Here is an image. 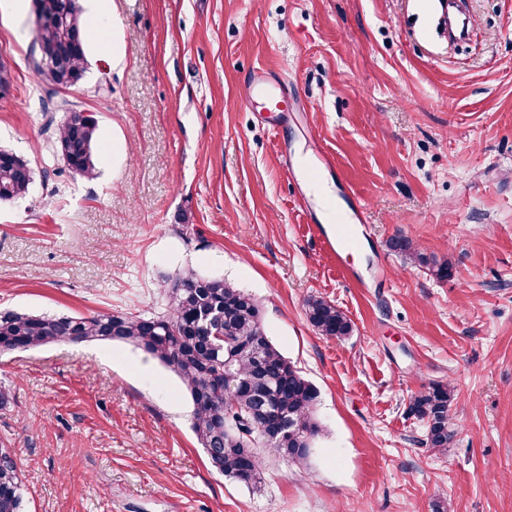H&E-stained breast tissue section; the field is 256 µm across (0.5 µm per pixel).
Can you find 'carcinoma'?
<instances>
[{
    "mask_svg": "<svg viewBox=\"0 0 512 512\" xmlns=\"http://www.w3.org/2000/svg\"><path fill=\"white\" fill-rule=\"evenodd\" d=\"M44 22L34 29V43L56 45L59 68L33 63L40 79L53 87L76 86L86 72L90 32L81 9L68 0H34ZM96 119L78 124L63 119L56 131L53 156L75 177H98ZM35 171L17 154L0 156V201L24 198ZM391 247L412 263L444 280L452 275L447 262L428 259L408 240ZM168 301L165 313L145 315L95 311L87 315L27 314L0 311V351L29 350L60 342L119 341L159 360L181 381L192 406V430L209 466L248 490L260 486L266 463L279 459L303 464L321 427L314 416L318 390L269 340L260 308L247 292L220 277L187 269L161 284ZM311 326L326 338L352 331L351 320L321 296L306 300ZM453 388L437 383L411 398L409 412L424 422L426 444L448 447ZM288 428L284 440L267 439ZM23 486L17 464L0 458V512H21Z\"/></svg>",
    "mask_w": 512,
    "mask_h": 512,
    "instance_id": "carcinoma-1",
    "label": "carcinoma"
}]
</instances>
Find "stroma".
Instances as JSON below:
<instances>
[{
    "label": "stroma",
    "instance_id": "obj_1",
    "mask_svg": "<svg viewBox=\"0 0 512 512\" xmlns=\"http://www.w3.org/2000/svg\"><path fill=\"white\" fill-rule=\"evenodd\" d=\"M79 4L87 70L56 94L32 69L33 0H0V147L36 170L0 202V310L161 313V281L224 278L317 388L321 432L306 465L270 462L252 491L211 470L179 379L141 350L0 355L23 512H512V0H469L455 49L415 0H108L102 21ZM258 66L305 100L290 145L334 156L327 179L370 223L340 200L330 230L364 277L385 260L386 287L341 277L311 233L269 115L246 101ZM65 100L98 121L96 180L49 150ZM395 236L452 276L392 252ZM312 296L352 333L320 336ZM435 383L455 388L441 451L408 411Z\"/></svg>",
    "mask_w": 512,
    "mask_h": 512
}]
</instances>
